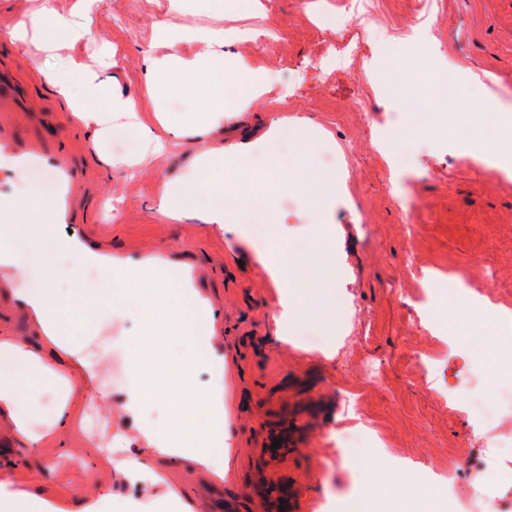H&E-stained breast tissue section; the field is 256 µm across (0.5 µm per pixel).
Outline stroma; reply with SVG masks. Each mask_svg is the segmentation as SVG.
Returning <instances> with one entry per match:
<instances>
[{"instance_id":"obj_1","label":"stroma","mask_w":512,"mask_h":512,"mask_svg":"<svg viewBox=\"0 0 512 512\" xmlns=\"http://www.w3.org/2000/svg\"><path fill=\"white\" fill-rule=\"evenodd\" d=\"M264 18L225 16V28H251L234 45L275 85V114L306 117L327 133L314 174L347 177L351 204L334 223L348 228L336 269L335 327L310 316L290 321L295 345L273 337L280 296L266 270L232 235L193 221L171 222L154 209L184 149L136 176L106 171L92 158L91 134L73 122L44 83L67 58L87 62L100 50L145 116L158 107L144 89L145 57L159 52L154 25L177 23L168 0H94L86 42L45 56L11 41L30 0H0V196L26 184L64 193L57 226L88 251L130 264L155 259L162 274L188 266L212 307L225 360L224 404L232 421V469L224 478L182 462L158 461L173 491L196 512H260L256 492H295L297 512H344L358 489L349 469L367 475L381 460L448 484L456 465L468 493L474 461L512 472V407L494 422L475 409L512 383L494 375L480 348L450 350L448 324L433 301L418 302V281L461 277L478 295L512 311V171L489 167L457 136L422 134L388 143L419 106L392 96L386 44L410 62L453 66L464 79L458 116L480 113L484 97L512 113V0H262ZM30 162L13 170L10 157ZM416 255L408 266V255ZM65 326L84 349L105 355L99 381L110 403L74 394L85 418L39 447L15 439L0 419V489L76 501L104 487L132 497L103 446L115 435L140 447L142 425L155 426L181 401L169 389L145 421L120 409L130 385L129 353L118 338L137 335L138 319L101 312L88 326L67 312ZM333 357H325L328 348Z\"/></svg>"}]
</instances>
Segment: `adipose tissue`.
Here are the masks:
<instances>
[{"label":"adipose tissue","instance_id":"ef3b65f1","mask_svg":"<svg viewBox=\"0 0 512 512\" xmlns=\"http://www.w3.org/2000/svg\"><path fill=\"white\" fill-rule=\"evenodd\" d=\"M241 0H212L209 10L214 24L191 23L196 7L192 0H174L172 7L187 16V23L157 29L160 41L172 45L164 55H149L146 60L145 86L156 99L172 96L184 98L186 116L165 120L162 116L147 119L137 107L134 95L118 84L112 70L111 56L99 53L96 65L71 61L68 66L48 74L46 81L72 118L93 133L92 142L99 152L97 161L107 170L122 169L133 173L144 160L166 156L172 145L190 146L188 161L170 179L155 201L156 210L168 220H195L217 225L247 240L241 222L251 198H262L267 223L279 225V236L272 250L256 254L255 259L269 272L275 287L283 291L282 306L290 308L297 283L308 282L322 289L331 287V268L344 238L343 229L332 222L336 202L346 194L345 181L335 175L311 178L312 158L324 135L310 119L301 118L295 125V147L300 163L292 175H283L274 159L276 147L287 118L274 116L256 138L231 140L214 145L222 136L226 123L243 111L273 101V83L262 69L252 67L247 58L226 52L228 39H251L252 30L226 31L219 20L225 13L236 11ZM90 9L77 4L68 12L56 10L50 0H34L24 20L12 31V40L52 54L81 43L88 37ZM235 82L245 90L243 98L231 100L224 95L226 83ZM120 122L138 136L142 154L137 158L116 157L101 151L109 126ZM290 192L308 207L317 208L320 222L314 229L317 255L300 261L289 248L290 231L279 200ZM37 202L34 221L25 218L30 202ZM60 221L57 201L41 199L35 187L19 196L0 199V270L15 268L13 238L28 237L33 245L52 241L63 262L48 267L47 287L40 292L10 289V296L26 312L35 336L21 339L0 337V356L12 359L15 369L0 374V417L9 419L15 436L21 442L38 446L42 436L33 431L29 414L20 407L24 395L33 385L53 391L56 406L52 429L60 430L75 416L71 409L72 394L86 382L97 380L98 362L81 357L78 341L63 330L65 313L75 310L90 318L100 311L125 312L131 294L145 293L140 313V336L129 339L128 349L135 357L130 367L132 383L122 402L123 411L140 418L148 408L162 399L167 386L177 383L182 391L181 403L169 415L164 429H144L142 440L148 450L147 462L135 465L115 461L116 471L128 482L154 486L155 504L161 512H193L191 502L172 493L163 474L151 467L152 459L185 461L192 467L212 471L224 477L231 459L225 454L227 419L224 412V358L214 345L215 330L212 310L206 298L193 286L190 270H182L179 278H168L147 269L129 267L113 258L105 272L112 280L109 294L93 298L81 293L78 285L84 267L96 258L69 239L56 236ZM464 306L451 313L448 330L460 337L485 329L495 331L512 324V312L496 308L486 298L470 289H461ZM177 334L181 338L179 363L182 372L172 375L169 364L161 357L145 358L144 344L158 337ZM205 360L213 373L209 390L196 389L190 372L198 360ZM205 407L210 420L204 430L193 426L198 407ZM394 482L407 487L401 497L382 496V481L364 487L350 505L351 512H445L446 502L440 496L421 492L419 482L403 472Z\"/></svg>","mask_w":512,"mask_h":512}]
</instances>
